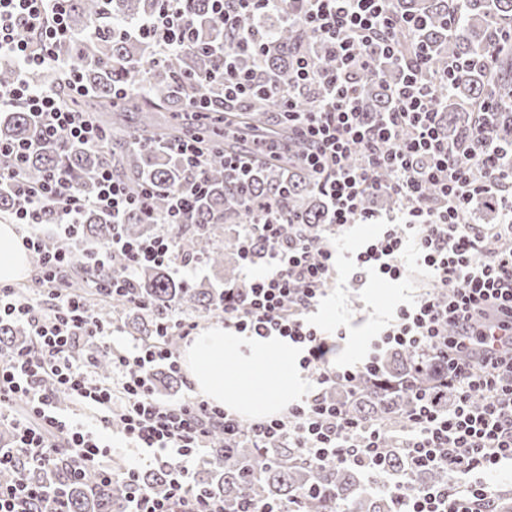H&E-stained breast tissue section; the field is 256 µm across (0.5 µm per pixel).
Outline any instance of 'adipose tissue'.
I'll return each mask as SVG.
<instances>
[{"mask_svg": "<svg viewBox=\"0 0 512 512\" xmlns=\"http://www.w3.org/2000/svg\"><path fill=\"white\" fill-rule=\"evenodd\" d=\"M29 255L16 225L0 220V282L21 280ZM295 347L279 336H241L215 324L201 330L187 347L183 367L195 391L205 399L244 417L280 414L294 401L283 370ZM267 372L263 394H255L256 376Z\"/></svg>", "mask_w": 512, "mask_h": 512, "instance_id": "1", "label": "adipose tissue"}]
</instances>
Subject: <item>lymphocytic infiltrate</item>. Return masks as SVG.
<instances>
[{"instance_id": "f902f5d3", "label": "lymphocytic infiltrate", "mask_w": 512, "mask_h": 512, "mask_svg": "<svg viewBox=\"0 0 512 512\" xmlns=\"http://www.w3.org/2000/svg\"><path fill=\"white\" fill-rule=\"evenodd\" d=\"M69 0H0V61L10 63L14 81L0 85V110L25 108L45 140L94 145L104 132L86 113L62 108L54 93L32 82L34 73L64 66L58 50L70 37ZM187 0H159L154 16L135 31L153 40L161 52L185 48L194 40ZM297 20L335 53L339 66L321 69L313 57L294 62L296 88L317 84L323 98L314 111L301 112L292 95L278 97L286 110L288 134L306 146L303 162L315 188L326 198L336 224H381L385 231L356 255L357 266L375 268L382 278L400 279L403 257L414 251L430 273L434 288L416 304L398 307L368 361L342 368L333 361L336 339L322 334L305 316L318 304L336 272V250L323 235L288 219L277 200L258 206L245 225L241 255L253 263V244L266 245L267 270L245 288L224 291L225 326L246 336H282L301 344V365L316 385L314 392L289 406L286 414L242 428L239 417L223 407L187 396L160 401L154 393L159 367L179 371L180 362L166 340L187 339L195 320L172 313L149 346L120 347L111 323L102 321L76 293L68 273L92 271L91 289L125 296L135 272L165 265L190 277L198 261L179 253L175 228L193 209L206 183L174 193L166 214L155 215L146 193L130 192L110 168L94 175L92 195L78 192L59 171L36 184L12 182L22 204L14 223L27 226L22 241L39 264L28 289L0 285V321L25 324L29 343L0 349V422L9 423L12 444L0 448V470L17 458L51 468L65 458L78 478L97 472L130 487L127 512H224L221 500L193 493L192 471L208 460L213 430L225 446L248 437L253 447L288 441L317 461L363 471L385 468L388 441L380 429L356 418L327 396L332 386L355 390L378 376L384 347L408 348L418 360L447 364L442 389H452L453 404L439 407V391L416 392L415 403L398 437L410 470L442 469L444 484L418 487L405 495L401 484L388 487L394 512H497L487 475L512 461V166H503L490 139L491 113L500 101L489 97L485 114L457 140L438 114L439 82L426 75L424 54L408 63L401 85L390 90V108L374 122L359 110L358 72L398 63L400 33H414L417 22L392 13L389 0H296ZM279 0H212L226 26L242 25L274 10ZM38 41H30V34ZM391 194L401 202L387 217L366 208L368 196ZM495 206L505 221L493 227L472 219L474 199ZM109 215L122 224L131 211L157 224L156 234L140 239L114 236L103 248L76 251L85 211ZM54 215L58 247L44 251L37 228ZM97 346L112 366L100 376L89 346ZM93 412L71 415L68 404ZM147 454L169 469L165 491L140 485L138 468L112 471L106 463L113 438Z\"/></svg>"}]
</instances>
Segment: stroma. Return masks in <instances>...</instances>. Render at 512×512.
<instances>
[{
    "mask_svg": "<svg viewBox=\"0 0 512 512\" xmlns=\"http://www.w3.org/2000/svg\"><path fill=\"white\" fill-rule=\"evenodd\" d=\"M380 231L376 224H348L335 230L336 275L309 319L322 332L345 328L347 336L336 350L339 362L362 360L367 342L376 337L394 306L413 304L430 283L413 256H406L405 271L399 280L381 278L365 269L360 280H353V253L357 246L373 239Z\"/></svg>",
    "mask_w": 512,
    "mask_h": 512,
    "instance_id": "stroma-1",
    "label": "stroma"
}]
</instances>
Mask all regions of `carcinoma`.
I'll return each mask as SVG.
<instances>
[{
	"mask_svg": "<svg viewBox=\"0 0 512 512\" xmlns=\"http://www.w3.org/2000/svg\"><path fill=\"white\" fill-rule=\"evenodd\" d=\"M390 6L400 18L425 20L418 33V46L432 71L445 70L450 58L462 64L481 59L491 51L496 56L492 67H469L453 85L440 89L438 111L448 128V138L456 137L477 116L488 95L498 91L505 94L512 88V46L498 42L496 37L498 29L512 24V0H391ZM187 8L196 29V42L157 58L148 40L124 32L125 26L154 14L157 0H69V27L84 34V40L78 49L67 42L60 52L76 58V67L90 95L79 101L71 98L65 80L54 72L37 74L33 80L56 92L63 104L91 113L105 130L106 139L98 147L70 143L62 148L45 142L19 170L18 180L36 182L48 170L56 169L77 191L90 195L91 171L104 165L133 191L151 186L152 207L161 213L166 211L173 193L186 189L199 175L197 169L164 149V145L179 135L193 134L201 141L205 155L208 193L186 222L179 225V248L183 257L201 259L213 269L224 270L225 280L234 281L237 268L224 267V256L239 255L238 233H226L218 241L217 230L252 223L257 203L269 198L280 200L282 210L298 215L303 224H327L330 213L324 197L301 165L303 145L288 140V126L275 124V98L267 95L243 105H226L220 100V90L206 82L218 52L230 49L240 30L224 26V21L212 13L211 0H188ZM287 13L288 0H283L280 9L260 19L257 28L263 32L264 47L259 52L229 55V62L236 68L249 72L263 85L273 78L284 91L292 83L291 63L298 54L317 57L326 69L336 67L314 32L300 21L288 24L284 18ZM384 73L382 80L367 71L357 76L365 90L363 112L370 119L387 110V87L401 76V71L393 67ZM117 86L130 89V97L113 98L112 90ZM202 93L216 99L214 114L184 122L180 113L195 111L191 99ZM321 100L322 91L317 87L306 88L295 97L298 109L304 111L316 109ZM130 112L138 115L135 126L126 121ZM163 112L169 117H160ZM493 126L501 161L508 167L512 165V111L502 107L493 115ZM138 133L151 135L156 147L136 146ZM38 137L39 129L25 109L16 107L0 117V140L35 141ZM269 141H282L285 146L272 157L254 153L255 162L245 184H239L224 171V154L246 153ZM16 206L6 178L0 185V217H10ZM472 209L490 224L502 223L500 213L482 199L475 200ZM157 229L158 225L147 223L136 211L116 227L109 216L91 210L85 213L79 228L78 246L103 247L112 242L114 234L136 239ZM133 293L140 295L149 309L141 310L121 298H93L87 305L101 319L110 318L116 309L127 311V319L143 342L154 339L157 324L166 321L173 309L193 316L216 314L224 306L223 290L205 281L184 283L158 267L137 271ZM24 336V329L18 325L7 321L0 324V347H15L23 343ZM443 372L444 366L432 359L417 369L411 351L392 349L383 358L382 371L375 380L354 395L340 391L338 396L346 401L353 416L392 432L403 428L413 391L435 383ZM213 442L216 457L202 465L193 477V485L196 491L223 500L224 512H239L249 501L290 506L304 491L305 512L392 510L386 496L363 487L358 470L333 461L317 464L285 442L263 451L247 447L226 450L220 433L213 435ZM386 468L403 482V491L408 495L421 484L436 485L447 480V473L439 469L407 476V463L400 448L390 449ZM19 474L33 484L56 489V494L48 497L47 506H55L58 500L64 512H124L127 507L128 487L124 483H109L96 474L70 479L62 460L45 469L20 458L17 470L0 471V482H9ZM167 481L164 468L139 473V482L150 489L162 490Z\"/></svg>",
	"mask_w": 512,
	"mask_h": 512,
	"instance_id": "1",
	"label": "carcinoma"
}]
</instances>
